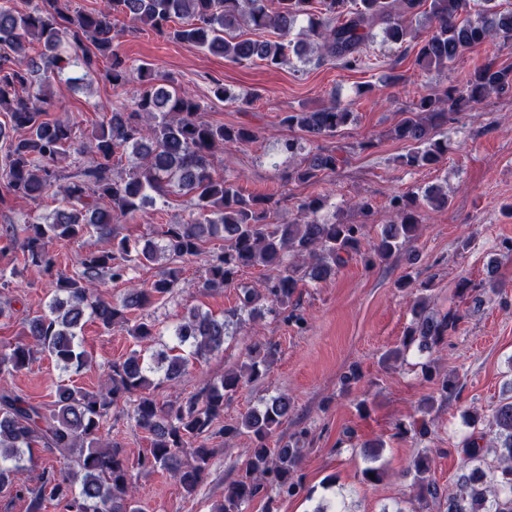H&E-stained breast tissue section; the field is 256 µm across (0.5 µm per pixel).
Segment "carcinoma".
Segmentation results:
<instances>
[{
    "mask_svg": "<svg viewBox=\"0 0 512 512\" xmlns=\"http://www.w3.org/2000/svg\"><path fill=\"white\" fill-rule=\"evenodd\" d=\"M424 0H277L267 11L264 0H104L94 12L71 9L70 0H38L31 9L13 0L0 4V112L9 118L13 137L0 124V184L15 197L32 201L50 195L62 197L63 206L40 222L5 224L0 239L20 244L24 267L50 277L47 309L22 321L15 342L0 350V492L29 499L28 512H41L54 503L62 512H144L136 501V473L167 472L189 496L210 474L216 436L231 441L245 435L251 441L245 470L224 487V498L211 512H244L261 499L264 512H273L277 499L294 494L305 445L304 434L272 448L270 439L288 420L292 404L281 394L251 408L237 421L216 430L224 405L244 387L264 379L270 360L247 354V359L224 375L207 382L195 393L166 403L153 392L157 383L179 382L190 360L219 352L239 329L267 314L293 321L303 319L288 311L305 279L323 281L336 267L353 259L367 267L387 263L421 233L420 210L448 208V193L434 186L390 200L391 223L376 238L366 240L363 224L327 221L318 217L321 197L298 205L297 217L276 219L277 202L267 195L244 194L229 175L214 169L217 149L251 143L256 133L244 125L213 124L202 118L203 105L192 94L157 75L150 64L133 69L113 49L112 18L122 15L135 26L203 49L224 59L241 62L254 57L271 67L290 54L304 57L310 48L319 58L355 70L362 65L366 42L383 34L387 43L402 45L419 40L416 62L445 71L474 46L488 39L512 49V12L498 11L497 0H481L475 21L465 16L469 0H430L426 12L430 31L422 38L418 21ZM188 19L178 28L171 24ZM274 29L279 39L254 40L239 30ZM43 45L38 59L29 45ZM105 62L103 78L118 88L132 72L143 86L129 110H115L94 126L89 136L78 137L68 121L49 118L47 93L52 81L79 72L84 76ZM512 91V64L486 62L462 83L442 95L420 97L393 129V138L410 146L400 157L403 167H436L448 153V142L434 131L448 124L464 105L480 102L491 93ZM215 98L249 103L220 82ZM353 113L331 103L312 112H289L282 123L302 137L280 144V151L302 162L288 177L315 183L346 162L338 150L321 141L346 126ZM127 162L124 173L117 172ZM179 193L190 199L192 213L183 223L167 224L161 240L145 242L119 236L115 223L156 200ZM95 234L102 246L81 252L72 274L58 270L54 242L80 244ZM224 247L207 254L201 292L235 284L252 267L274 270L260 287L240 288L239 304L217 317L200 308L189 309L174 328L176 344L152 352L154 363L132 351L125 359L98 365L103 387L88 391L60 386L48 403L34 402L18 392L10 379L31 367L42 355L56 359L67 371L93 364L82 346L81 333L89 319L106 332L127 327L139 344L148 345L161 335L153 320L128 325L129 315L144 311L181 288L182 264L204 253L212 240ZM155 266L150 283L133 284L117 300L103 295V277L129 282V271ZM464 291L500 293L493 276L475 286L462 281ZM413 319L400 344L390 354L400 357L412 347L431 352L458 330L462 315L428 311L427 297H415ZM456 382L444 375L437 392L420 402L428 413L448 401ZM129 410L136 426L150 436V448L129 464L118 441L104 436L105 423L114 409ZM470 432L461 443L457 479L442 488L430 479L432 449L422 448L405 471L415 495L408 509L395 512H432L445 503L447 512H512V396L489 415L479 410L463 414ZM398 433L424 441L431 432L425 420L397 424ZM372 465L363 470L368 482H378L384 471L375 465L383 442L363 443ZM51 455L59 467L42 469L29 486L23 475L35 465V452Z\"/></svg>",
    "mask_w": 512,
    "mask_h": 512,
    "instance_id": "carcinoma-1",
    "label": "carcinoma"
}]
</instances>
